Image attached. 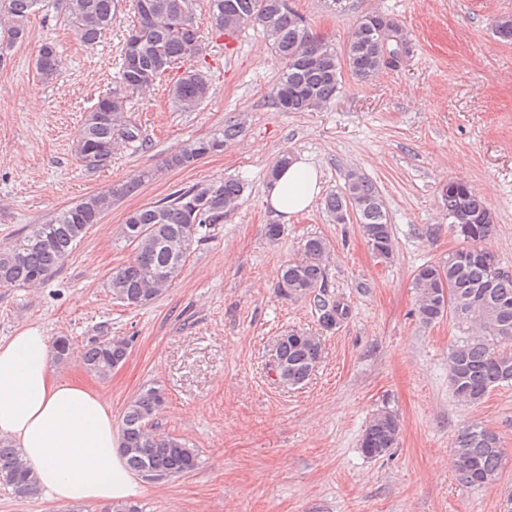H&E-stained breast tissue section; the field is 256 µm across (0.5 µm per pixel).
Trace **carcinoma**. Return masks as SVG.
<instances>
[{
  "label": "carcinoma",
  "mask_w": 512,
  "mask_h": 512,
  "mask_svg": "<svg viewBox=\"0 0 512 512\" xmlns=\"http://www.w3.org/2000/svg\"><path fill=\"white\" fill-rule=\"evenodd\" d=\"M45 0H0V58L28 38L30 16ZM150 10L133 3L136 23L123 48H135L138 65L121 66L112 92L96 102L73 140V151L88 169L110 165L113 152L127 145L144 143L141 126L126 115L127 100L150 89L173 66L185 65L183 74L171 87V99L181 112L195 111L208 97L206 76L193 68L204 45L190 14L188 0H149ZM212 25L220 36H231L249 27H259L285 60L275 87L277 105L286 112L308 111L302 94L320 107L339 92L342 67L358 82H369L386 70L385 55L399 57L409 43L401 26L378 12L363 15L343 53L315 37L303 17L287 0H209ZM121 0H66L68 22L76 37L89 45L98 43L112 27ZM35 66L45 81L56 79L64 60L56 46L43 43ZM241 123L229 122L208 139H200L165 159L169 169L193 165L207 154L210 140H233ZM102 147L98 154L94 147ZM154 173L142 171L129 181L89 195L63 208L41 224H29L8 245L0 246V288L41 283L56 272L71 255L89 229L99 223L112 205L137 191ZM244 192L238 179L211 181L184 187L167 197L129 212L118 227V236L132 246L133 256L112 272V298L134 309L155 303L164 290L181 275L202 230L224 219ZM451 219L449 230L464 246L448 253V259L420 266L413 276L418 296L419 322L431 325L449 315L471 337L454 346L448 354V382L457 400L478 404L496 386L512 383V274L498 276L492 292L486 283L493 274V252L483 246L495 224V217L473 188L463 180L448 184L443 192ZM195 202L200 220L189 227L184 218L183 199ZM357 207L359 230L372 254L382 262L394 254L393 232L382 195L364 174L352 170L338 192L327 195L324 209L336 224L344 223L349 208ZM327 242L312 236L304 240L300 257L283 269L277 294L289 300L304 299L314 307L321 329L331 331L351 316L344 299L329 292ZM448 289V301L435 297L439 285ZM129 340L113 337L92 341L81 355L82 368L106 380L129 355ZM56 359L68 362L74 354L71 339L55 341ZM320 337L293 332L279 346V360L286 370L284 384L305 382L320 363ZM166 402L164 388L156 383L143 386L125 408L119 429V448L128 469L149 481H161L194 471L199 465L195 449L181 439L157 433L155 418ZM401 422L397 415L383 411L367 425L361 442L369 458L384 455L397 444ZM504 452L498 434L482 424L467 426L453 448L454 472L459 484L481 487L494 483ZM0 482L18 497L38 493L36 478L22 459L21 449L0 437Z\"/></svg>",
  "instance_id": "1"
}]
</instances>
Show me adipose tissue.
I'll return each mask as SVG.
<instances>
[{"label":"adipose tissue","instance_id":"ef3b65f1","mask_svg":"<svg viewBox=\"0 0 512 512\" xmlns=\"http://www.w3.org/2000/svg\"><path fill=\"white\" fill-rule=\"evenodd\" d=\"M321 192V172L291 157L270 184L266 203L290 219ZM46 330L25 324L0 339V437L20 448L43 495L75 503L133 501L146 492L125 465L106 402L81 381L57 376Z\"/></svg>","mask_w":512,"mask_h":512}]
</instances>
